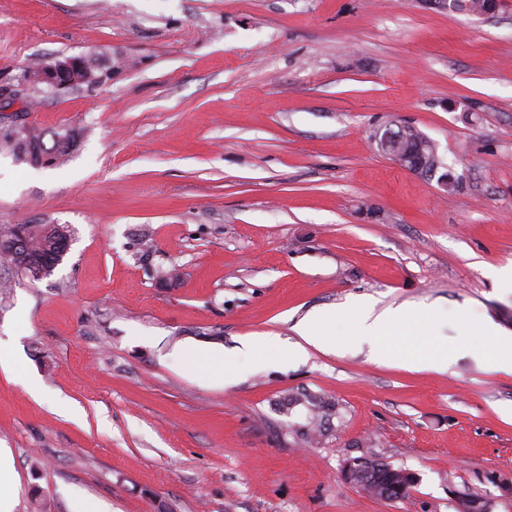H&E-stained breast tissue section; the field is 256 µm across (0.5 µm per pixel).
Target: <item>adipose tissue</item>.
Returning a JSON list of instances; mask_svg holds the SVG:
<instances>
[{
    "mask_svg": "<svg viewBox=\"0 0 512 512\" xmlns=\"http://www.w3.org/2000/svg\"><path fill=\"white\" fill-rule=\"evenodd\" d=\"M435 322V314L431 311L390 310L374 313L373 309L362 308L357 319L358 330L363 336H385L389 343L381 351L384 359L389 361H405L417 370L438 369L448 362L447 348L434 344L418 354L406 355L404 349L395 344L396 336L404 330H412L414 335H430ZM295 330L301 338L300 343L289 346L288 356L293 360L303 359L308 347H315L324 352H334L335 340L329 339L324 329V318L320 313H312L300 320Z\"/></svg>",
    "mask_w": 512,
    "mask_h": 512,
    "instance_id": "1",
    "label": "adipose tissue"
}]
</instances>
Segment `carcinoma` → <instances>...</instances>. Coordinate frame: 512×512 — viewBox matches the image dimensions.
Wrapping results in <instances>:
<instances>
[{
    "mask_svg": "<svg viewBox=\"0 0 512 512\" xmlns=\"http://www.w3.org/2000/svg\"><path fill=\"white\" fill-rule=\"evenodd\" d=\"M497 8L496 0H460L459 12L489 14ZM45 132L35 126H24L14 132L0 134V147L15 158L33 167L53 165L65 160L77 146L78 133L64 129L54 133L52 145H46ZM398 150L408 162H425L428 166L442 167L434 142L418 128L408 125L401 130ZM0 262L11 266L22 276L34 280L53 272L69 249L71 233L66 224H10L0 226ZM311 418L302 427L301 435L307 439L320 431L327 411L335 404L318 397L306 398Z\"/></svg>",
    "mask_w": 512,
    "mask_h": 512,
    "instance_id": "carcinoma-1",
    "label": "carcinoma"
}]
</instances>
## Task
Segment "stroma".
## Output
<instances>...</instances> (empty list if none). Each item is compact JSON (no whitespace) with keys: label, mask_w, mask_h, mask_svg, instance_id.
<instances>
[{"label":"stroma","mask_w":512,"mask_h":512,"mask_svg":"<svg viewBox=\"0 0 512 512\" xmlns=\"http://www.w3.org/2000/svg\"><path fill=\"white\" fill-rule=\"evenodd\" d=\"M59 54L111 78L28 92L29 122L79 132L64 163L0 149V225L72 234L50 276L0 265L13 512H512V373L473 358L479 324L512 336V0H0V83ZM399 123L453 187L379 150ZM361 305L435 308L447 370L380 360ZM312 311L340 345L291 360ZM309 394L336 413L308 443L282 403ZM357 457L419 481L378 500ZM375 466L377 470L385 471L391 475H397L400 481L386 488H379L380 495L377 497L381 500L393 502L401 499L403 495L414 487L417 483L418 477L414 471L408 469H395L386 463L378 464L365 458H354L349 460L343 471V476L346 481L358 487H361L367 492H371L374 484L368 480L371 467Z\"/></svg>","instance_id":"obj_1"}]
</instances>
